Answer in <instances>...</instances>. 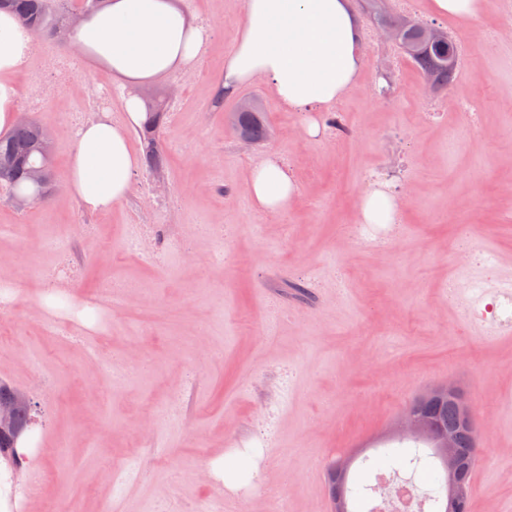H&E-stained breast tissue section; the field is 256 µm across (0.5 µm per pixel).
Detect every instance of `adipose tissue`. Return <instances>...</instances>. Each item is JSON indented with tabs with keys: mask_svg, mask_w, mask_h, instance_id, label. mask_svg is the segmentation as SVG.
I'll use <instances>...</instances> for the list:
<instances>
[{
	"mask_svg": "<svg viewBox=\"0 0 512 512\" xmlns=\"http://www.w3.org/2000/svg\"><path fill=\"white\" fill-rule=\"evenodd\" d=\"M205 25L191 22L174 0H110L73 35L82 55L98 60L130 84L150 82L174 69L194 71L207 43ZM35 39L15 16L0 12V132L14 125L20 108L15 74ZM349 0H244L233 50L224 60L220 95L262 81L285 107L315 112L344 98L364 68ZM124 123L103 112L74 136L66 187L85 210L109 212L129 195L137 159L131 129L144 118L142 103L126 98ZM297 184L274 156L255 164L247 181L252 206L284 212ZM359 221L392 224L398 197L389 183L361 196Z\"/></svg>",
	"mask_w": 512,
	"mask_h": 512,
	"instance_id": "obj_1",
	"label": "adipose tissue"
}]
</instances>
